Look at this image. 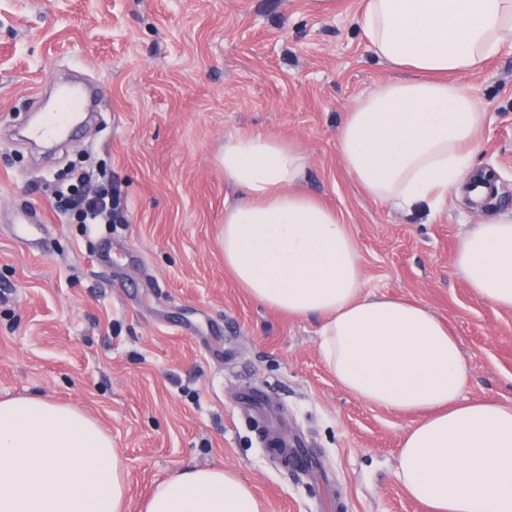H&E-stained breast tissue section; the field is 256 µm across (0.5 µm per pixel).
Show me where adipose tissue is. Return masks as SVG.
<instances>
[{
  "label": "adipose tissue",
  "mask_w": 512,
  "mask_h": 512,
  "mask_svg": "<svg viewBox=\"0 0 512 512\" xmlns=\"http://www.w3.org/2000/svg\"><path fill=\"white\" fill-rule=\"evenodd\" d=\"M358 25L396 78L362 94L337 150L364 195L436 218L473 182L485 117L458 83L512 47V0H361ZM224 267L257 302L321 321V353L366 402L417 414L397 477L431 512H512V401L466 394L468 368L427 307L364 291L358 247L339 213L304 186L307 157L273 133L224 142ZM453 265L467 288L512 310V212L472 225ZM127 485L112 438L77 409L0 401V512H122ZM145 512H259L249 484L219 467L161 483Z\"/></svg>",
  "instance_id": "ef3b65f1"
}]
</instances>
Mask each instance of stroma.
I'll use <instances>...</instances> for the list:
<instances>
[{"instance_id": "1", "label": "stroma", "mask_w": 512, "mask_h": 512, "mask_svg": "<svg viewBox=\"0 0 512 512\" xmlns=\"http://www.w3.org/2000/svg\"><path fill=\"white\" fill-rule=\"evenodd\" d=\"M360 0H0V115L75 69L99 87L105 121L54 150L0 126V399L34 395L81 411L112 437L125 512L185 467H221L260 512H430L397 470L413 416L344 390L323 360L318 319L253 300L224 267L230 133L272 132L308 157L305 187L343 216L366 292L428 307L459 337L471 397L512 399V310L474 296L452 257L471 225L512 211V48L461 84L485 112L476 173L483 203L449 196L434 221L363 195L336 149L342 112L392 77L357 26ZM83 161L121 190L123 223L102 234L56 211L49 179ZM44 214L49 241L26 248L14 210ZM263 393L307 474L258 444L238 391Z\"/></svg>"}]
</instances>
